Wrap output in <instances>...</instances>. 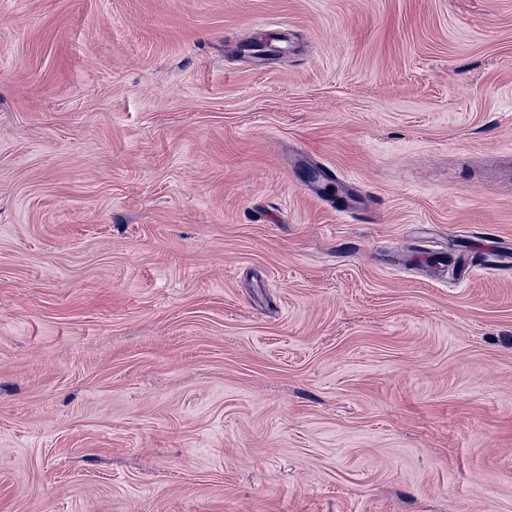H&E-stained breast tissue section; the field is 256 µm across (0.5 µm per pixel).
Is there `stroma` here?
I'll return each instance as SVG.
<instances>
[{
	"label": "stroma",
	"instance_id": "obj_1",
	"mask_svg": "<svg viewBox=\"0 0 512 512\" xmlns=\"http://www.w3.org/2000/svg\"><path fill=\"white\" fill-rule=\"evenodd\" d=\"M0 512H512V0H0Z\"/></svg>",
	"mask_w": 512,
	"mask_h": 512
}]
</instances>
